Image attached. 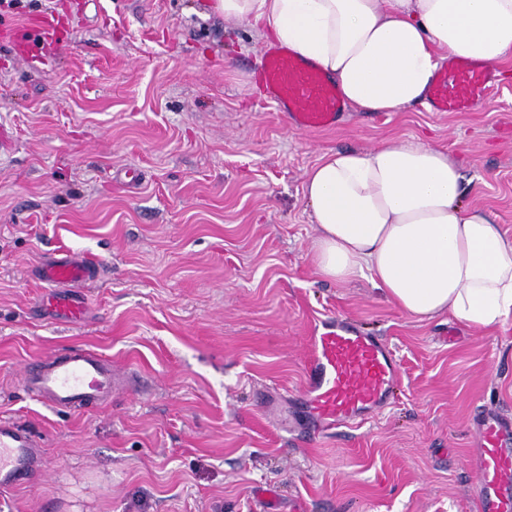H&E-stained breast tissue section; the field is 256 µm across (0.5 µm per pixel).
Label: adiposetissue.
<instances>
[{"mask_svg": "<svg viewBox=\"0 0 512 512\" xmlns=\"http://www.w3.org/2000/svg\"><path fill=\"white\" fill-rule=\"evenodd\" d=\"M225 21L259 27L335 82L360 112L422 100L443 60L494 64L512 54V0H212ZM468 180L421 142L329 151L304 197L319 235L318 274H368L409 316L446 312L476 329L512 316V236L465 205Z\"/></svg>", "mask_w": 512, "mask_h": 512, "instance_id": "ef3b65f1", "label": "adipose tissue"}]
</instances>
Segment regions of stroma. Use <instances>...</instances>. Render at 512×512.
Returning a JSON list of instances; mask_svg holds the SVG:
<instances>
[{
  "instance_id": "1",
  "label": "stroma",
  "mask_w": 512,
  "mask_h": 512,
  "mask_svg": "<svg viewBox=\"0 0 512 512\" xmlns=\"http://www.w3.org/2000/svg\"><path fill=\"white\" fill-rule=\"evenodd\" d=\"M46 15L62 41L33 62ZM265 47L210 0H0V416L46 464L0 512H261V482L279 512H477L472 421L512 415V317L418 319L367 278L323 279L304 184L325 152L421 141L512 235V78L468 112L349 107L308 132L266 103ZM62 249L100 270L78 324L41 305ZM336 315L388 341L400 375L386 409L309 439L275 410L303 398L309 338ZM73 346L128 378L111 404L65 413L23 389L25 365Z\"/></svg>"
}]
</instances>
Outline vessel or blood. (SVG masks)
Here are the masks:
<instances>
[{"mask_svg":"<svg viewBox=\"0 0 512 512\" xmlns=\"http://www.w3.org/2000/svg\"><path fill=\"white\" fill-rule=\"evenodd\" d=\"M262 73L267 102L306 130L334 128L344 103L320 70L283 47L269 48ZM493 85V67L458 61L440 70L428 104L436 112H463L484 101ZM48 290L46 310L81 322L86 303L74 290L96 278L86 258L66 253L46 259L38 270ZM399 364L395 350L378 336L364 333L348 319L321 320L311 338L302 401L309 431L321 437L359 424L393 399ZM22 384L46 407L71 411L110 402L120 380L112 364L83 348L50 352L28 365ZM480 446L474 451L478 475L477 512H512V417L482 411L475 421ZM42 444L29 428L0 418V490L36 481L44 471Z\"/></svg>","mask_w":512,"mask_h":512,"instance_id":"vessel-or-blood-1","label":"vessel or blood"}]
</instances>
